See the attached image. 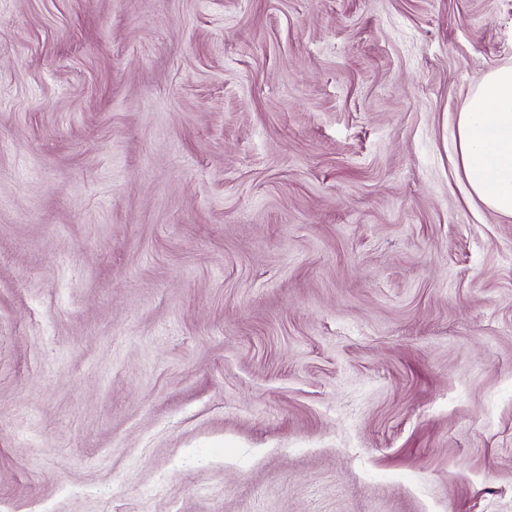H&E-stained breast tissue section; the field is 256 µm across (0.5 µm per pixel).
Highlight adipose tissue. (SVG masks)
<instances>
[{"instance_id": "adipose-tissue-1", "label": "adipose tissue", "mask_w": 512, "mask_h": 512, "mask_svg": "<svg viewBox=\"0 0 512 512\" xmlns=\"http://www.w3.org/2000/svg\"><path fill=\"white\" fill-rule=\"evenodd\" d=\"M455 165L464 191L512 218V66L487 71L456 117Z\"/></svg>"}]
</instances>
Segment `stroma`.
I'll use <instances>...</instances> for the list:
<instances>
[{"mask_svg":"<svg viewBox=\"0 0 512 512\" xmlns=\"http://www.w3.org/2000/svg\"><path fill=\"white\" fill-rule=\"evenodd\" d=\"M504 65L512 0H0V512H512ZM455 165L467 197L512 218V66L487 71L456 117Z\"/></svg>","mask_w":512,"mask_h":512,"instance_id":"obj_1","label":"stroma"}]
</instances>
